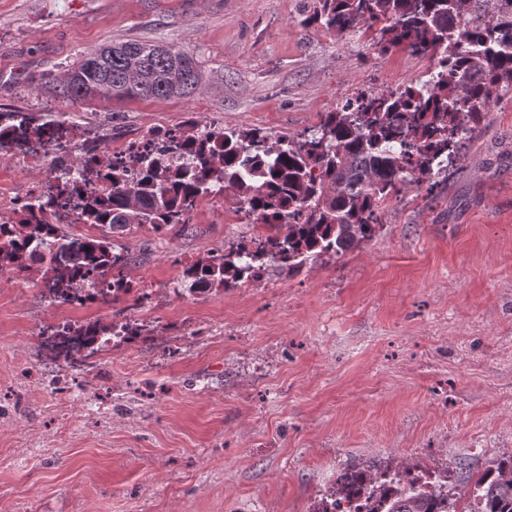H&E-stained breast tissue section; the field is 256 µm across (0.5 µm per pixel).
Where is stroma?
Returning <instances> with one entry per match:
<instances>
[{
	"label": "stroma",
	"instance_id": "1",
	"mask_svg": "<svg viewBox=\"0 0 512 512\" xmlns=\"http://www.w3.org/2000/svg\"><path fill=\"white\" fill-rule=\"evenodd\" d=\"M317 0H0V111L80 125L119 147L199 129L297 136L358 93L425 79L433 61L306 24ZM139 40L193 52L188 98L92 101L55 89L85 50ZM8 198L39 167L0 150ZM387 199L373 239L291 274L188 294L185 265L267 233L235 199L186 226L113 237L133 297L69 307L43 271L0 277V512H317L344 470L449 468L459 490L512 455V92L498 90L464 157ZM147 327L57 404L42 331L61 321Z\"/></svg>",
	"mask_w": 512,
	"mask_h": 512
}]
</instances>
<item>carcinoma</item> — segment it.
I'll return each instance as SVG.
<instances>
[{
	"label": "carcinoma",
	"mask_w": 512,
	"mask_h": 512,
	"mask_svg": "<svg viewBox=\"0 0 512 512\" xmlns=\"http://www.w3.org/2000/svg\"><path fill=\"white\" fill-rule=\"evenodd\" d=\"M311 19L341 34L376 30L375 45L421 57L438 56L429 78L400 89L361 95L297 137L249 131L196 130L184 124L165 132L162 149L136 155L139 177L125 178L123 162L112 185L96 184L87 169L86 196L77 220L106 229L73 245L57 224L22 216L0 222V272L30 274L44 268L45 287L58 297L92 273L112 270L122 290L127 258L110 237L132 225L154 231L189 224L197 204L228 189L245 214L272 232L183 269L181 291L232 288L262 278L268 263L299 271L340 256L374 237L383 203L429 181L457 161L479 130L491 94L512 87V0H318ZM193 54L138 40L84 52L66 69L58 94L81 107L92 98H186L202 86ZM16 145L50 134L67 138L63 123L22 118ZM475 512H512V455L476 479ZM386 512H463L459 502L423 491L394 498Z\"/></svg>",
	"instance_id": "carcinoma-1"
}]
</instances>
